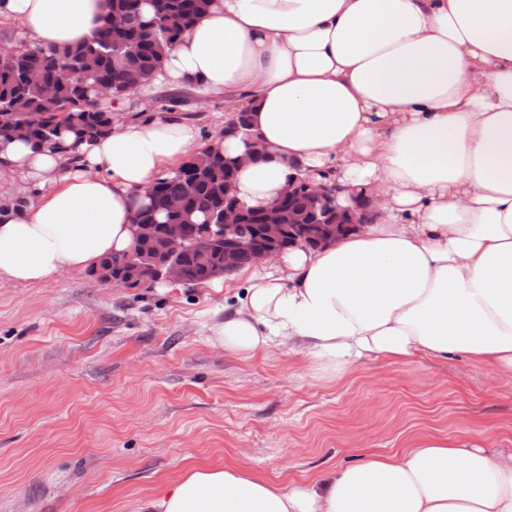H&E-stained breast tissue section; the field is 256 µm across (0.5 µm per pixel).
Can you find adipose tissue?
<instances>
[{
	"label": "adipose tissue",
	"instance_id": "1",
	"mask_svg": "<svg viewBox=\"0 0 512 512\" xmlns=\"http://www.w3.org/2000/svg\"><path fill=\"white\" fill-rule=\"evenodd\" d=\"M108 0H0L40 47L90 39ZM157 83L246 110L269 156L184 121L115 110L93 143L0 140V287L98 267L134 246L145 189L192 153L241 159L263 208L301 165L381 217L320 248L235 272L209 342L251 357L297 347L324 374L363 359L461 354L512 386V0H209ZM136 512H512V450L426 435L280 484L244 465L186 468Z\"/></svg>",
	"mask_w": 512,
	"mask_h": 512
}]
</instances>
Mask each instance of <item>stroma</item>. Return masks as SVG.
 Here are the masks:
<instances>
[{"label":"stroma","mask_w":512,"mask_h":512,"mask_svg":"<svg viewBox=\"0 0 512 512\" xmlns=\"http://www.w3.org/2000/svg\"><path fill=\"white\" fill-rule=\"evenodd\" d=\"M123 103L214 132L228 106L189 88ZM224 296L66 274L0 288V512H134L187 465L243 463L274 482L316 476L433 434L512 448V388L471 360H363L317 374L284 347L212 346Z\"/></svg>","instance_id":"35a3bbf8"}]
</instances>
